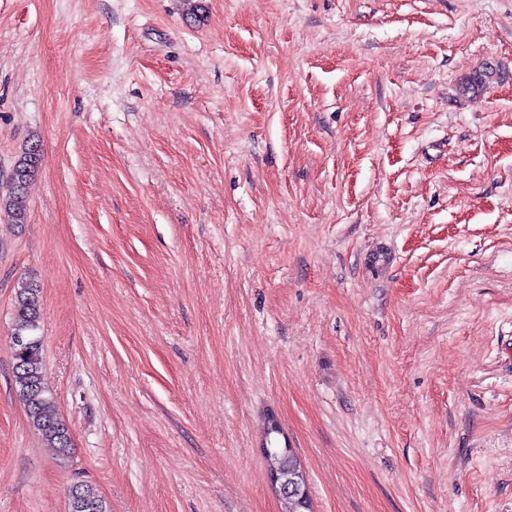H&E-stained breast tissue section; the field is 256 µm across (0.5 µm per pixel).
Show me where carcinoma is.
Here are the masks:
<instances>
[{"mask_svg": "<svg viewBox=\"0 0 512 512\" xmlns=\"http://www.w3.org/2000/svg\"><path fill=\"white\" fill-rule=\"evenodd\" d=\"M501 78L500 69L486 62L461 82L463 93L483 92ZM42 155L41 144L32 140L25 145L21 156L12 167L9 177L11 192L0 197V213H5L14 224L28 223V197L38 172ZM42 316L41 291L31 281L18 283L14 293V322L12 335L27 337V344L14 347L13 384L23 404L30 428L62 457L70 455L72 437L66 422L58 413L54 398L43 382V337L39 334ZM265 456L269 469L277 472L279 482L288 487V497L280 498L282 512H306L305 503L310 489L305 473L295 455L279 447H268ZM80 500L93 504L90 512H109L106 501L95 488L81 484Z\"/></svg>", "mask_w": 512, "mask_h": 512, "instance_id": "cac0c4a2", "label": "carcinoma"}]
</instances>
